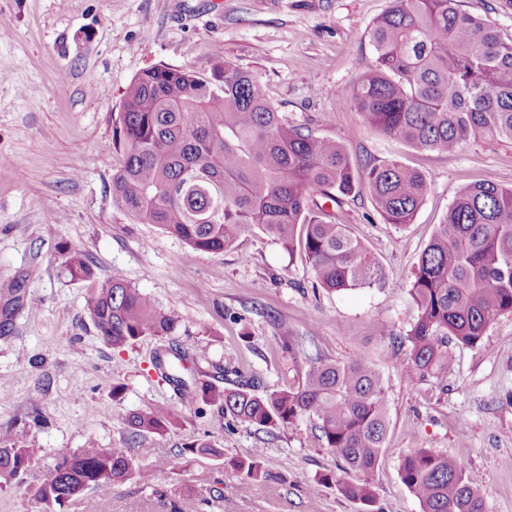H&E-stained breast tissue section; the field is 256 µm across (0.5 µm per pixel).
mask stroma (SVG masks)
<instances>
[{"mask_svg":"<svg viewBox=\"0 0 512 512\" xmlns=\"http://www.w3.org/2000/svg\"><path fill=\"white\" fill-rule=\"evenodd\" d=\"M390 0H0V282L20 288L0 343V445L23 439L42 451L25 488L0 490V512H39L31 488L54 460L90 445L132 447L145 465L165 459L157 482L183 512H361L318 484L337 465L312 422L270 431L222 426L210 407L182 403L150 360L158 338L115 348L84 312L85 288L62 267L60 248L81 252L97 278L117 276L181 319L180 341L201 370L231 360L262 390L287 388L300 369L280 330L308 354L362 355L383 373L389 429L369 480L381 512H421L402 482L400 460L416 448L460 458L486 512H512V313L480 345L458 347L443 382H406L399 364L416 315L405 289L458 189L484 178L512 186V141L480 140L448 155L381 136L339 107L373 61L369 24ZM462 11L512 40V0H459ZM232 63L247 71L288 124L336 139L353 162L397 160L425 174L430 192L413 223H384L366 188L335 210L339 223L382 264L383 287L331 293L310 264L261 230L220 253L196 252L112 204L113 147L124 91L142 70L167 64L211 76ZM165 406L169 432L128 443L119 415ZM207 439L224 461L182 454ZM258 454L266 479L239 493L230 460ZM224 496L199 499L211 487ZM60 512H168L135 481L111 494L86 492Z\"/></svg>","mask_w":512,"mask_h":512,"instance_id":"stroma-1","label":"stroma"}]
</instances>
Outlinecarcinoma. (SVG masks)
<instances>
[{
    "mask_svg": "<svg viewBox=\"0 0 512 512\" xmlns=\"http://www.w3.org/2000/svg\"><path fill=\"white\" fill-rule=\"evenodd\" d=\"M369 37L373 63L340 107L423 151L452 153L486 137L512 140V40L504 41L490 23L462 12L458 0H391L370 23ZM120 119L115 145L123 164L112 176L113 206L194 251L222 252L258 228L288 252L303 253L330 292L371 288L384 273L348 225L310 207L311 193L319 189L340 205L364 184L385 223L404 225L430 191L423 173L398 161L359 168L340 142L286 123L248 72L229 63L209 78L163 64L141 71L126 88ZM61 255L70 277L88 283L84 310L106 343L160 339L163 348L152 357L160 378L234 426L274 429L310 419L341 463L319 482L373 510L370 482L345 478L351 471L372 473L385 448V383L371 359L311 358L283 325L282 348L304 364L298 385L261 393L254 380L225 365L220 373L237 381L220 387L201 378L193 349L174 337L179 317L119 277L96 278L82 254L63 248ZM406 293L417 314L400 338L407 345L405 377L441 380L454 362L452 347L477 346L494 319L512 312V187L492 178L461 187ZM121 420L131 444L177 426L163 406ZM41 452L18 441L0 446V486H23ZM181 453L224 458V449L205 439ZM231 465L243 475L242 492L268 477L256 455ZM167 466L144 467L129 448H79L56 461L32 497L40 512H56L87 490L107 495L135 479L167 498L169 512H182L180 499L155 485ZM399 472L421 512H486L455 457L419 448L402 457Z\"/></svg>",
    "mask_w": 512,
    "mask_h": 512,
    "instance_id": "obj_1",
    "label": "carcinoma"
}]
</instances>
